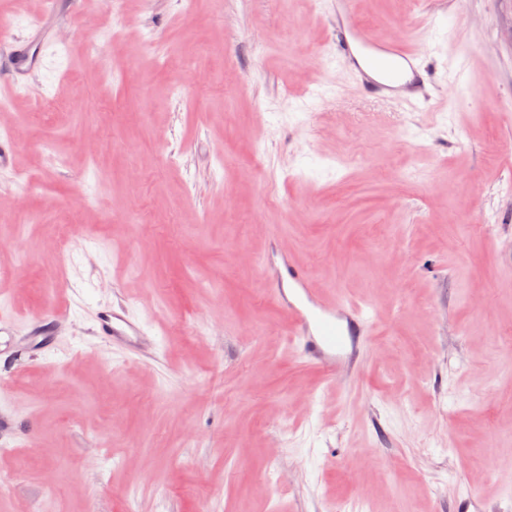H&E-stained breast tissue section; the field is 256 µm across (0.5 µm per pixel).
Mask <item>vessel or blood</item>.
Instances as JSON below:
<instances>
[{
    "label": "vessel or blood",
    "instance_id": "obj_1",
    "mask_svg": "<svg viewBox=\"0 0 512 512\" xmlns=\"http://www.w3.org/2000/svg\"><path fill=\"white\" fill-rule=\"evenodd\" d=\"M334 38L337 56L349 61L371 94L387 99L402 93L415 105L424 101L418 61L426 45L362 28L350 0H336ZM268 279L272 297L290 320L302 358L330 376L359 369L360 347L368 341L372 324L364 306L342 298L319 299L309 286V272L297 264L269 272ZM100 333L130 344L140 338L139 328L116 312L102 320Z\"/></svg>",
    "mask_w": 512,
    "mask_h": 512
}]
</instances>
